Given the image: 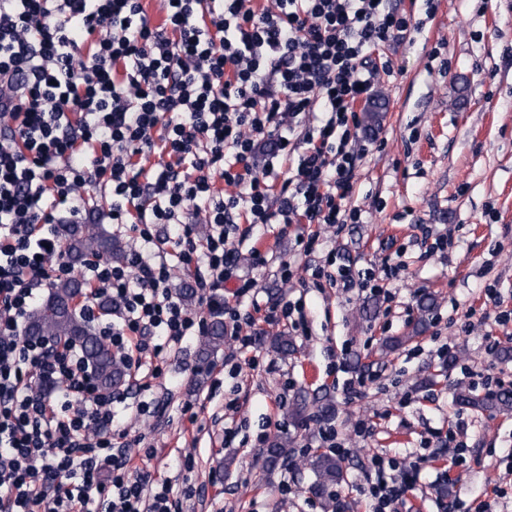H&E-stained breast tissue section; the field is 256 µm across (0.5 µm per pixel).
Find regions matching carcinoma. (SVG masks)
<instances>
[{
    "label": "carcinoma",
    "mask_w": 512,
    "mask_h": 512,
    "mask_svg": "<svg viewBox=\"0 0 512 512\" xmlns=\"http://www.w3.org/2000/svg\"><path fill=\"white\" fill-rule=\"evenodd\" d=\"M66 256L72 265H83L91 258L120 259L124 255L119 241L100 224H63L59 228ZM82 282L69 277L55 282L46 300L29 313L24 336L54 338L76 345L83 352L100 387L110 390L122 383L124 366L115 358L112 347L100 339L89 323L77 314L73 302L81 294ZM224 346V319L219 313L210 317L196 356L200 364L208 363ZM461 405L482 411L512 410V390L501 389L496 394L478 398L470 394L457 397ZM292 440L274 437L265 449V466L274 470L294 460ZM305 464L314 475L308 490L326 509H336L333 487L344 478L342 457L315 450L305 456Z\"/></svg>",
    "instance_id": "carcinoma-1"
}]
</instances>
